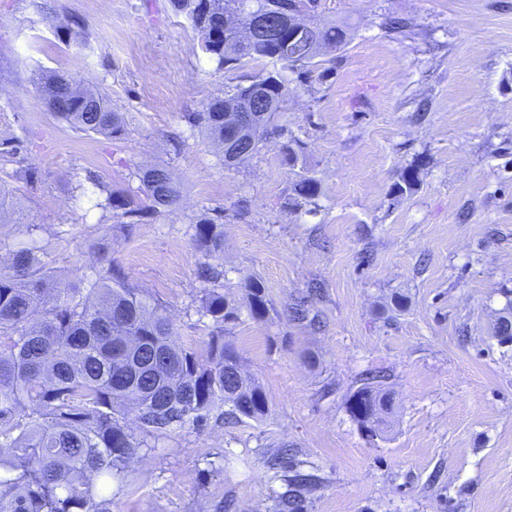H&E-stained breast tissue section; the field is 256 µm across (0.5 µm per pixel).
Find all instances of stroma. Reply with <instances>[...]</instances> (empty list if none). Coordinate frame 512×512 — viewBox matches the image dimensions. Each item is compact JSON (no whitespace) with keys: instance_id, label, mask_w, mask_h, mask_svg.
I'll list each match as a JSON object with an SVG mask.
<instances>
[{"instance_id":"stroma-1","label":"stroma","mask_w":512,"mask_h":512,"mask_svg":"<svg viewBox=\"0 0 512 512\" xmlns=\"http://www.w3.org/2000/svg\"><path fill=\"white\" fill-rule=\"evenodd\" d=\"M306 18L346 29L281 115L319 182L311 200L294 197L281 141L228 168L187 122L262 66L218 68L168 0H0V178L23 207L0 224V258L29 243L74 281L110 238L199 353L212 321L196 272L211 263L238 309L225 339L268 400L264 420L215 414L141 449L105 512H278L287 481L266 461L283 448L311 476L305 512H512V342L494 335L512 304V0H317ZM74 22L85 42L63 39ZM55 72L102 88L126 137L49 112L38 83ZM151 164L181 201L125 225L103 189L140 200ZM410 167L419 182L398 194ZM204 213L224 226L211 258L194 241ZM372 371L394 408L369 437L348 400Z\"/></svg>"}]
</instances>
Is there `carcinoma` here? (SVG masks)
<instances>
[{
	"label": "carcinoma",
	"mask_w": 512,
	"mask_h": 512,
	"mask_svg": "<svg viewBox=\"0 0 512 512\" xmlns=\"http://www.w3.org/2000/svg\"><path fill=\"white\" fill-rule=\"evenodd\" d=\"M172 11L185 16L200 46L227 71L260 62L255 86L270 109L253 134L250 159L270 138L288 139L292 132L279 121L290 84L308 82L315 58L337 51L346 31L338 26L284 28L273 42L240 45V37L224 29V14L204 12V0H169ZM274 13L303 0H243ZM41 92L63 109L55 115L75 129L121 139L125 118L112 110L108 96L63 74L41 81ZM243 86L211 98L203 110L188 115L222 152L230 154L224 133V108ZM293 170V194L311 199L318 181L306 161L285 145ZM147 204L132 206L122 192L109 191L107 206L137 224L160 215L180 199L169 170L154 165L139 169ZM20 202L0 186V222H20ZM195 244L211 257L224 250L223 225L204 216L196 225ZM109 243L94 251L103 265L76 283L57 282L32 248L10 251L0 268V512H102L112 495L121 465L148 447L137 437H157L187 423L203 429L212 413L231 406L232 418L259 420L268 414L261 386L238 376L237 356L224 342V323L236 319V308L219 292L220 272L202 271V309L214 329L205 353L179 345L170 318L150 297L128 286L122 269L109 257ZM249 309L262 318L267 300L258 281L248 279ZM393 399L376 377L367 379L349 398V411L361 424L380 432ZM134 412L138 432L121 424ZM297 474L280 497L279 512H304Z\"/></svg>",
	"instance_id": "carcinoma-1"
}]
</instances>
